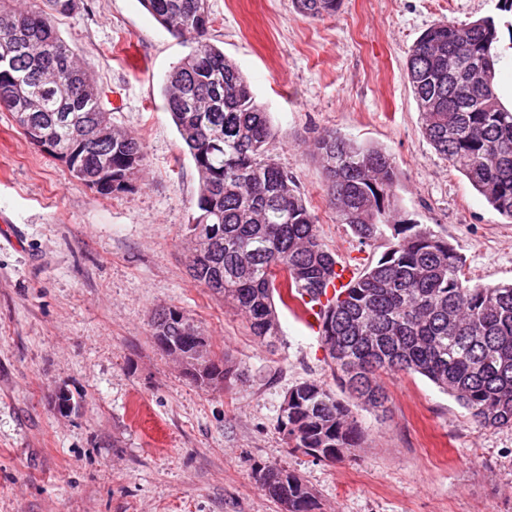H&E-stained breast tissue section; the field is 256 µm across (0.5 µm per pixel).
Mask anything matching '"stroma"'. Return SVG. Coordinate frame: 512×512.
I'll use <instances>...</instances> for the list:
<instances>
[{"label":"stroma","mask_w":512,"mask_h":512,"mask_svg":"<svg viewBox=\"0 0 512 512\" xmlns=\"http://www.w3.org/2000/svg\"><path fill=\"white\" fill-rule=\"evenodd\" d=\"M208 42L235 61L275 131L272 149L339 262L376 258L337 223L309 150L330 130L384 148L404 218L458 245L472 283L512 282V224L425 140L406 77L428 28L483 17L499 27L497 93L512 102V12L500 0H343L310 19L292 0H208ZM115 126L141 138L133 189L104 197L36 149L0 110V512H282L256 484L277 463L320 512H512V428H484L419 374L385 373V409L356 408L365 441L343 460L292 450L285 393L331 382L319 334L278 308L275 347L193 281L186 252L199 190L161 89L192 45L140 0H82L57 19ZM174 307L237 376L202 388L152 335ZM66 391L70 412L55 396Z\"/></svg>","instance_id":"stroma-1"}]
</instances>
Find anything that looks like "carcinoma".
Wrapping results in <instances>:
<instances>
[{
    "mask_svg": "<svg viewBox=\"0 0 512 512\" xmlns=\"http://www.w3.org/2000/svg\"><path fill=\"white\" fill-rule=\"evenodd\" d=\"M0 0V107L42 151L66 163L74 178L103 196L132 186L146 152L136 136L112 125L90 73L77 63L54 19L79 0H39L27 9ZM176 37L197 40L164 78L165 110L199 179L188 225L192 279L243 312L260 344L280 326L273 301L320 306L326 364L342 388L367 409L388 396L378 378L421 374L452 396L483 427H512V284L469 285L459 249L426 224L402 218L400 171L383 148L329 131L312 144L326 176L336 221L359 246L387 249L346 283L342 263L321 242L318 219L294 178L270 152L275 132L239 65L203 40L212 23L207 0H140ZM342 0H293L311 19L336 15ZM499 30L493 18L448 22L413 44L407 78L423 135L464 175L487 204L512 222V110L495 90ZM190 318L156 313L153 336L178 355L185 375L210 388L237 376L209 350ZM278 428L289 447L336 461L359 447L352 411L320 380L288 389ZM254 479L282 512H315L312 489L277 464Z\"/></svg>",
    "mask_w": 512,
    "mask_h": 512,
    "instance_id": "cac0c4a2",
    "label": "carcinoma"
}]
</instances>
